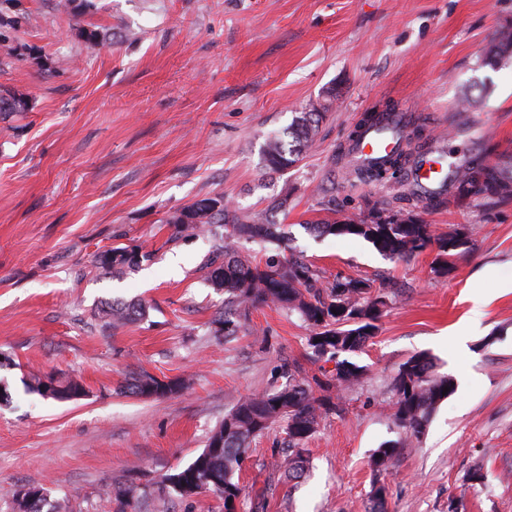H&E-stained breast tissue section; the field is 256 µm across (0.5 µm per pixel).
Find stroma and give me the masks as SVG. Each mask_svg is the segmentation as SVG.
Segmentation results:
<instances>
[{
  "label": "stroma",
  "mask_w": 512,
  "mask_h": 512,
  "mask_svg": "<svg viewBox=\"0 0 512 512\" xmlns=\"http://www.w3.org/2000/svg\"><path fill=\"white\" fill-rule=\"evenodd\" d=\"M0 0L12 26L0 43V89L29 109L0 116V512L29 486L72 512H113L106 485H154L186 467L243 397L275 385L282 363L314 374L298 313L248 309L235 336L213 323L223 291L208 282L204 234L174 237L168 217L206 196L237 212L284 198L282 244L244 242L253 260L281 248L324 281L366 277L394 296L375 338L352 360L362 381L342 390L341 415L306 442L304 478L271 473L273 425L236 476L245 512H367L374 483L387 512H512V200L427 197L420 182L365 183L342 154L368 111L418 117L449 163L512 155V58L487 65L512 0ZM106 38L86 48L80 28ZM479 83L467 109L458 97ZM335 99L314 145L273 173L267 137L326 93ZM403 211L438 233L463 228L472 249L448 275L426 247L403 261L359 237H317L308 223L369 221ZM151 261L112 273L115 247ZM486 297L474 308L473 293ZM142 302L144 319L105 327V303ZM428 353L455 391L395 464L369 466L397 440L391 384ZM186 378L160 399L119 392L140 371ZM79 378L75 402L23 392L29 373ZM482 480H472L474 471Z\"/></svg>",
  "instance_id": "stroma-1"
}]
</instances>
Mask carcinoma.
<instances>
[{"instance_id": "cac0c4a2", "label": "carcinoma", "mask_w": 512, "mask_h": 512, "mask_svg": "<svg viewBox=\"0 0 512 512\" xmlns=\"http://www.w3.org/2000/svg\"><path fill=\"white\" fill-rule=\"evenodd\" d=\"M493 58L512 57V26L501 28L491 49ZM24 95L0 91V114L24 112ZM329 111V105L312 102L299 113L292 124L282 132L269 137L263 150L267 169L279 172L297 162L311 147L320 123ZM435 152L426 142L424 128L415 125L405 137V147L388 155L381 163H356L355 173L364 181H378L390 171L412 173L414 155ZM484 170L504 187L499 192L485 191L482 197L505 201L512 198V169L506 166L472 162L451 170L457 188L470 183L475 170ZM286 201L275 200L265 210L239 214L224 202L223 195L201 198L175 211L167 223L175 225L176 232H202L219 242L224 262L209 275L211 285L224 291V312L214 319L227 334L234 333L229 315L246 316V308L255 304H271L297 312L311 328L307 345L317 359L336 362V373L296 376V371H283L288 383L242 398L224 416L207 440L205 448L185 468L167 474L161 480V489L180 499L189 500L212 492L224 500V512H234L235 502L242 497V488L234 481L250 449L252 439L272 425H282L287 446L270 449V464L290 480H298L307 471L305 441L317 431L320 420L329 413L340 412L336 404L337 392L357 384L364 377L362 367L344 358V355L362 350L377 331L382 313L375 305H387L392 291L376 288L368 278L338 276L322 286L320 271L311 263L288 256H270L264 261L252 262L242 257L238 245L242 241L276 242L283 240L280 225L273 213L283 210ZM317 236H356L372 243L383 255L404 260L429 245L437 250L436 272L448 275L456 268L450 256L460 257L463 252L448 250V235L437 234L431 225L414 217L401 214L377 215L370 223L357 224L348 219L322 220L308 225ZM151 254L137 248L114 247L98 258L104 270H121L150 259ZM105 323L117 328L146 316L144 306L136 303L114 302L102 312ZM25 390L43 398L67 402L78 395L84 385L76 379H58L52 375L32 373L23 380ZM449 391H444V388ZM184 379H159L147 372L133 377L124 386L125 392L141 398H164L183 392ZM394 399L391 403L392 419L401 431V440L388 443L376 451L370 461L374 472L380 473L392 466L400 448L420 440L430 416L437 405L454 391L451 377L435 369L433 359L418 353L403 362L393 379ZM29 496L14 498L15 512H69L64 500H49L42 487L28 488ZM146 490L131 484L115 495L114 512H142ZM387 490L373 484L370 507L367 512H385Z\"/></svg>"}]
</instances>
